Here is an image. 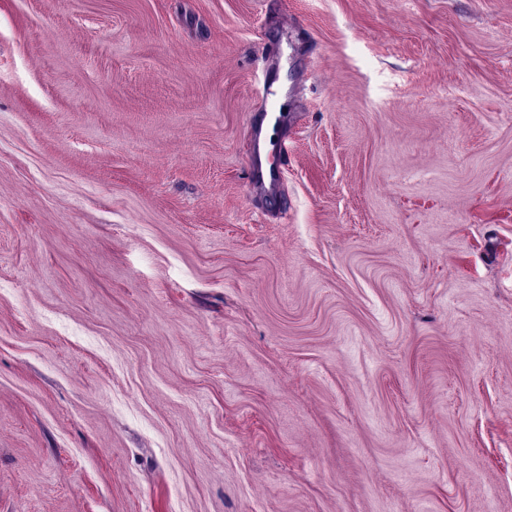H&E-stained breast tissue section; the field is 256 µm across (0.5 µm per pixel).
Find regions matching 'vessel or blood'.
<instances>
[{
	"label": "vessel or blood",
	"instance_id": "1",
	"mask_svg": "<svg viewBox=\"0 0 512 512\" xmlns=\"http://www.w3.org/2000/svg\"><path fill=\"white\" fill-rule=\"evenodd\" d=\"M281 113L262 112L253 116L252 130V161L249 179L253 185L263 187L267 192H274L280 179V171L273 162L274 156L288 153L287 141L273 142L270 128L280 124Z\"/></svg>",
	"mask_w": 512,
	"mask_h": 512
}]
</instances>
